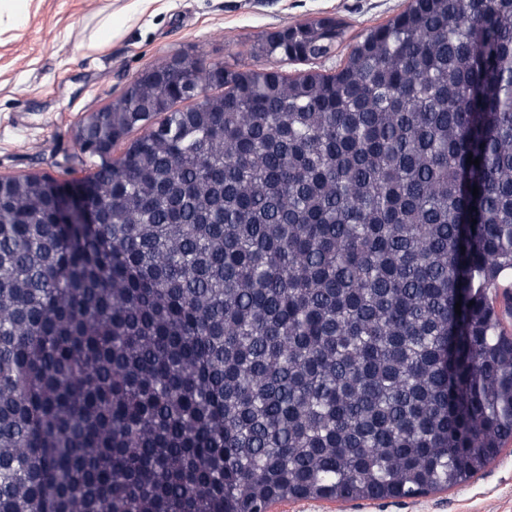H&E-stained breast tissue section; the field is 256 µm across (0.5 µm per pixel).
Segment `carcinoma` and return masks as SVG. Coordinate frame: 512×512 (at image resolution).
Masks as SVG:
<instances>
[{"mask_svg":"<svg viewBox=\"0 0 512 512\" xmlns=\"http://www.w3.org/2000/svg\"><path fill=\"white\" fill-rule=\"evenodd\" d=\"M291 31L260 52L342 35ZM135 129L95 224L0 178V512L410 498L512 441V0H410L334 74L187 61L80 148Z\"/></svg>","mask_w":512,"mask_h":512,"instance_id":"1","label":"carcinoma"}]
</instances>
